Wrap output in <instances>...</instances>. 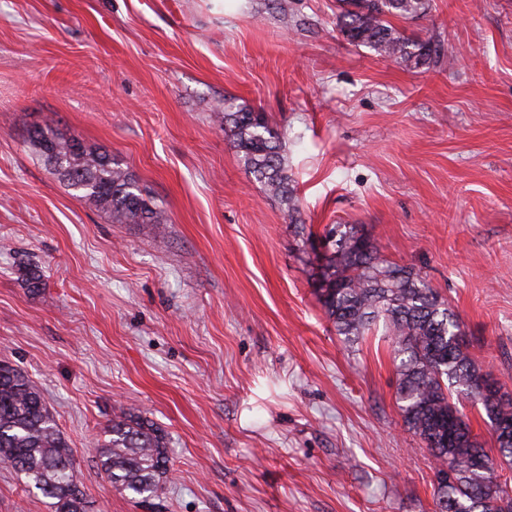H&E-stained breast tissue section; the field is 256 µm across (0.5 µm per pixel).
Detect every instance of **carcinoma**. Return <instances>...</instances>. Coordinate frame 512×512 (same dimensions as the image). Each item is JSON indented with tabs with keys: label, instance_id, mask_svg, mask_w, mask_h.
Here are the masks:
<instances>
[{
	"label": "carcinoma",
	"instance_id": "cac0c4a2",
	"mask_svg": "<svg viewBox=\"0 0 512 512\" xmlns=\"http://www.w3.org/2000/svg\"><path fill=\"white\" fill-rule=\"evenodd\" d=\"M337 25L348 43L365 46L397 63L418 68L444 53L433 37L410 41L390 18H415L429 0H338ZM224 135L247 173L267 194L295 212L294 186L284 156L287 132L264 113L216 105ZM31 139L44 164L75 196L104 212L114 224H152L164 231L162 203L107 150H73L72 138L50 126ZM316 264L315 292L336 333L348 343L379 329L391 339L398 361L396 400L408 431L423 442L433 462L435 512H512V394L480 401L495 441L489 455L454 402L477 395L483 374L469 352L459 317L420 273L389 261L371 234L337 224ZM107 439L95 448L100 471L113 487L143 501L158 496L168 478L169 437L134 409L112 419ZM23 474L51 512H87L73 467V452L41 392L28 376L0 362V462Z\"/></svg>",
	"mask_w": 512,
	"mask_h": 512
}]
</instances>
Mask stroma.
<instances>
[{
  "mask_svg": "<svg viewBox=\"0 0 512 512\" xmlns=\"http://www.w3.org/2000/svg\"><path fill=\"white\" fill-rule=\"evenodd\" d=\"M0 0V361L38 387L88 512H433L391 341L338 336L302 232L359 224L459 315L512 392V0H433L407 68L349 44L336 0ZM287 130L296 219L216 121L218 101ZM51 124L112 152L167 224H114L30 145ZM31 268L44 284L30 291ZM134 409L169 435L144 504L94 450ZM0 512H50L0 465Z\"/></svg>",
  "mask_w": 512,
  "mask_h": 512,
  "instance_id": "stroma-1",
  "label": "stroma"
}]
</instances>
